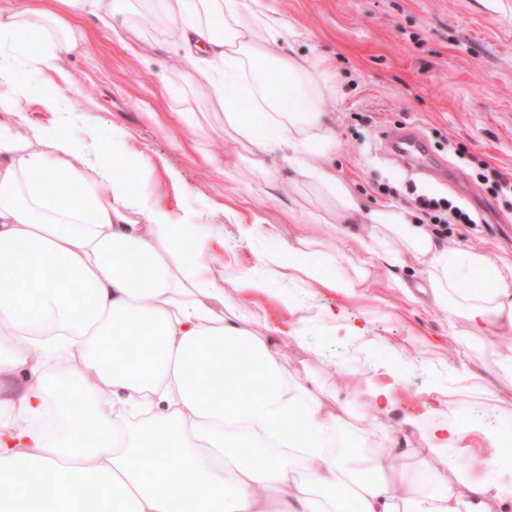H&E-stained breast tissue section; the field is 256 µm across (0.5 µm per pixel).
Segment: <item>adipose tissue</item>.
Listing matches in <instances>:
<instances>
[{
	"instance_id": "ef3b65f1",
	"label": "adipose tissue",
	"mask_w": 512,
	"mask_h": 512,
	"mask_svg": "<svg viewBox=\"0 0 512 512\" xmlns=\"http://www.w3.org/2000/svg\"><path fill=\"white\" fill-rule=\"evenodd\" d=\"M84 16L121 29L180 21V63L210 83L232 136L279 151L326 201L357 261L300 255L289 277L350 299L381 262L413 256L458 354L479 358L512 335V265L448 248L403 207L364 209L337 176L323 103L342 97V82L317 55L262 43L279 21L261 0H0V512H345L349 501L356 512H512L502 461L449 482L464 476L471 431L456 414L399 447L388 391L333 407L315 375L294 376L268 340L225 316L223 273L181 247L212 249L224 228L134 192L151 158L127 157L115 174L98 139L75 144L66 125L48 134L21 111L33 87L18 71L58 73L86 52ZM23 28L37 38L19 42ZM324 213L305 215L317 224ZM133 326L139 339L120 344ZM230 344L244 349L232 388ZM365 400L380 448L355 469L347 454L361 434L344 411ZM396 451L412 464L387 471Z\"/></svg>"
}]
</instances>
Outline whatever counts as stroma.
<instances>
[{
    "instance_id": "1",
    "label": "stroma",
    "mask_w": 512,
    "mask_h": 512,
    "mask_svg": "<svg viewBox=\"0 0 512 512\" xmlns=\"http://www.w3.org/2000/svg\"><path fill=\"white\" fill-rule=\"evenodd\" d=\"M271 14L289 27L278 36L282 52L302 51L326 58L343 83L342 100H327L336 119L338 148L332 163L366 207H410L413 198L448 199L483 223L466 234L449 232L451 246L483 249L490 260L512 259V211L490 205L476 182L480 162L512 173V0H265ZM88 53L68 59L61 73L40 86L43 96L59 95L77 107L69 131L83 142L87 129L111 142L114 129L128 137L122 151L154 162L139 188L151 198L191 213L199 224L224 227V244L204 255L224 269V300L235 305L246 330L265 334L289 369L317 374L338 399L370 387L393 390L396 404L388 423L413 434L408 418L434 421L433 396L451 392L450 404L474 432L469 438L467 473L479 478L501 458L484 430H511L481 399L459 392L465 372L487 390L512 401V380L495 360L512 351L498 341L482 358L460 357L448 342L444 313L419 295L405 306L401 286L417 290L421 267L414 261L376 269L344 300L335 291L306 294L287 279L266 278L262 259H294L305 248L310 262L322 253L345 254L348 238L331 222L303 224L302 207L313 206L290 167L275 152L263 160L271 172L266 191L255 189L251 154L229 138L224 115L200 81H189L178 62L176 26H144L118 41L111 19L84 24ZM409 125L422 132L431 152L448 160L461 185L451 188L394 160L385 149L384 129ZM465 144L468 159L455 154ZM245 224L274 225L273 235L246 238ZM262 279L263 290L242 291L239 271ZM306 306L345 307L353 322H367L363 336H349L318 323L297 329L291 310ZM264 312L266 324L254 316Z\"/></svg>"
}]
</instances>
